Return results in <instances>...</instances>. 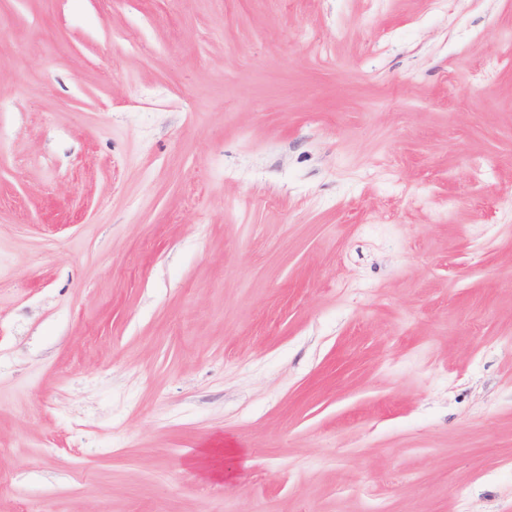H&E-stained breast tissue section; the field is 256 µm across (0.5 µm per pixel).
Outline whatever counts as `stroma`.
Masks as SVG:
<instances>
[{
    "instance_id": "1",
    "label": "stroma",
    "mask_w": 512,
    "mask_h": 512,
    "mask_svg": "<svg viewBox=\"0 0 512 512\" xmlns=\"http://www.w3.org/2000/svg\"><path fill=\"white\" fill-rule=\"evenodd\" d=\"M0 512H512V0H0Z\"/></svg>"
}]
</instances>
